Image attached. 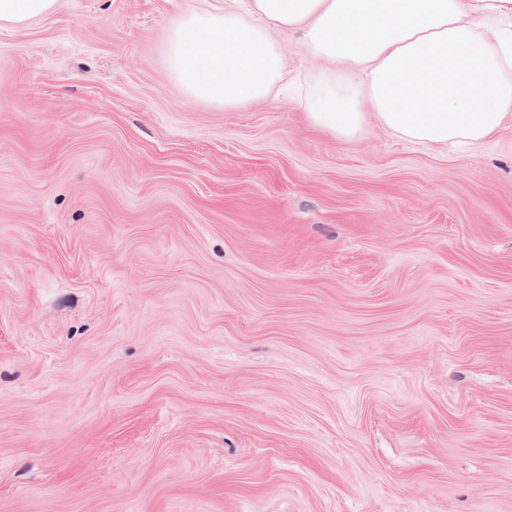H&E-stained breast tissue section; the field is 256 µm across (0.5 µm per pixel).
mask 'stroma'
Returning <instances> with one entry per match:
<instances>
[{
    "instance_id": "35a3bbf8",
    "label": "stroma",
    "mask_w": 512,
    "mask_h": 512,
    "mask_svg": "<svg viewBox=\"0 0 512 512\" xmlns=\"http://www.w3.org/2000/svg\"><path fill=\"white\" fill-rule=\"evenodd\" d=\"M224 0L0 28V512H512V121L473 147L234 110Z\"/></svg>"
}]
</instances>
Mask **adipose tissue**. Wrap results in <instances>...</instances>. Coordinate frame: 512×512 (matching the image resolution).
Returning <instances> with one entry per match:
<instances>
[{
  "label": "adipose tissue",
  "mask_w": 512,
  "mask_h": 512,
  "mask_svg": "<svg viewBox=\"0 0 512 512\" xmlns=\"http://www.w3.org/2000/svg\"><path fill=\"white\" fill-rule=\"evenodd\" d=\"M512 0H246L186 12L166 43L172 79L192 100L237 109L284 78L274 29H299L324 61L310 123L339 138L375 119L400 139L482 143L512 117Z\"/></svg>",
  "instance_id": "adipose-tissue-1"
}]
</instances>
